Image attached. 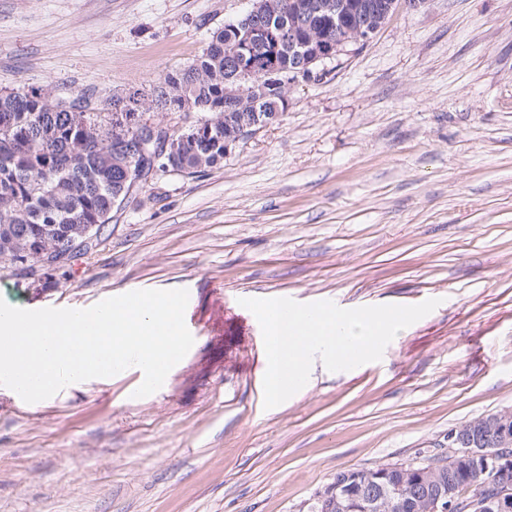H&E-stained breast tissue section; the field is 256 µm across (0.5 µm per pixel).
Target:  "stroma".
<instances>
[{"label": "stroma", "mask_w": 512, "mask_h": 512, "mask_svg": "<svg viewBox=\"0 0 512 512\" xmlns=\"http://www.w3.org/2000/svg\"><path fill=\"white\" fill-rule=\"evenodd\" d=\"M247 0H0V91L150 96ZM187 289L194 338L39 405L0 386V512H307L336 473L411 463L512 407V0H427L316 68L205 172H155L97 246L0 299L86 309ZM437 308L381 360L264 406L244 298Z\"/></svg>", "instance_id": "1"}]
</instances>
